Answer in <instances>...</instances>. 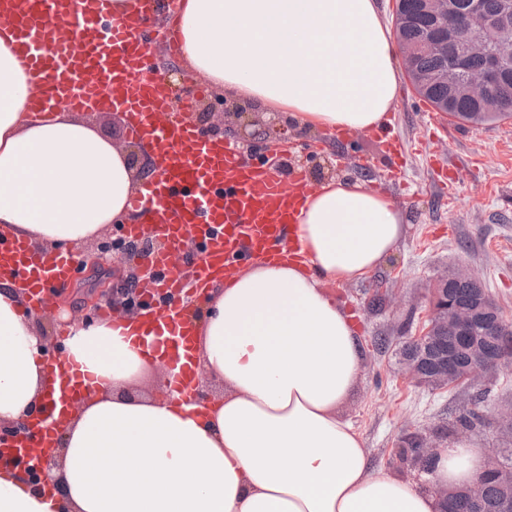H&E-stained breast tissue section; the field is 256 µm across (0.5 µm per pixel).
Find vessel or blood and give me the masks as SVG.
<instances>
[{
	"label": "vessel or blood",
	"mask_w": 512,
	"mask_h": 512,
	"mask_svg": "<svg viewBox=\"0 0 512 512\" xmlns=\"http://www.w3.org/2000/svg\"><path fill=\"white\" fill-rule=\"evenodd\" d=\"M93 0H0V28L10 29L23 66L34 80V108L62 107L83 112L105 107L123 112L131 137L152 140L162 155L159 171L130 205L139 216L128 225L133 239L155 236L167 247L149 256L159 279L140 284L153 300L152 348L182 360L180 383L196 377L194 313L179 298L200 292L214 273L232 276L260 250L278 256L293 251L291 226L311 191L304 172L282 176L274 168L245 159L228 140L203 137L189 119L190 105L175 115L162 75L144 78L142 63L151 50L143 37L149 9L119 23L102 24ZM192 241L198 258L190 275L172 270V249ZM71 258L47 256L11 238H0V279L11 278L44 302L52 288L72 280ZM31 422L12 441L10 462L37 459L48 437Z\"/></svg>",
	"instance_id": "vessel-or-blood-1"
}]
</instances>
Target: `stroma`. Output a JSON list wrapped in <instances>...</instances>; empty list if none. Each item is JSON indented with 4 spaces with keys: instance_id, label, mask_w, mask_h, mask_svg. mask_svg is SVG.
<instances>
[{
    "instance_id": "1",
    "label": "stroma",
    "mask_w": 512,
    "mask_h": 512,
    "mask_svg": "<svg viewBox=\"0 0 512 512\" xmlns=\"http://www.w3.org/2000/svg\"><path fill=\"white\" fill-rule=\"evenodd\" d=\"M158 31L147 26L143 35L155 41L148 64L172 63V87L180 98L205 106L216 91L196 95L185 80L189 69L180 56L157 44ZM226 125L239 130L237 144L248 160L266 163L263 150L245 144L247 133L261 129L267 142L284 132L254 106L224 103ZM386 130L338 137L332 130L302 132L289 128L277 166L283 174L301 169L312 184L331 177H361L373 189L390 195L405 215V233L385 265L368 280L334 289L351 315L366 354L356 390L343 408L344 417L362 435L375 466L394 470L393 453L401 436L424 434L448 425L475 407V389L488 391L478 406L485 416L512 402V376L489 374L478 386L460 384L432 388L412 381L399 357L400 348L422 334L429 314L433 286L454 267L465 265L478 276L486 292L512 322V118L475 130L454 124L452 136L436 135L443 113L434 111L406 77H399L396 101ZM397 139L401 156L386 142ZM463 161L455 195L439 193L431 162ZM382 298V309L372 305Z\"/></svg>"
}]
</instances>
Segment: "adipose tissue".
<instances>
[{
	"label": "adipose tissue",
	"instance_id": "obj_1",
	"mask_svg": "<svg viewBox=\"0 0 512 512\" xmlns=\"http://www.w3.org/2000/svg\"><path fill=\"white\" fill-rule=\"evenodd\" d=\"M183 63L242 104L301 130L370 132L389 123L398 45L375 0H179ZM30 82L0 35V230L45 250L77 247L111 225L147 172L96 126L64 108L29 110ZM400 211L361 178L332 177L297 215L294 254L257 256L214 279L196 326L199 372L222 390L183 398L180 366L149 354L148 311L73 323L49 352L14 280L0 283V423H20L49 391L46 359L85 376L64 421L61 458L40 486L0 466V512H442L439 490L474 484L482 449H438L425 483L378 469L341 406L363 343L331 294L369 277L403 236ZM158 373L149 395L140 386Z\"/></svg>",
	"mask_w": 512,
	"mask_h": 512
}]
</instances>
